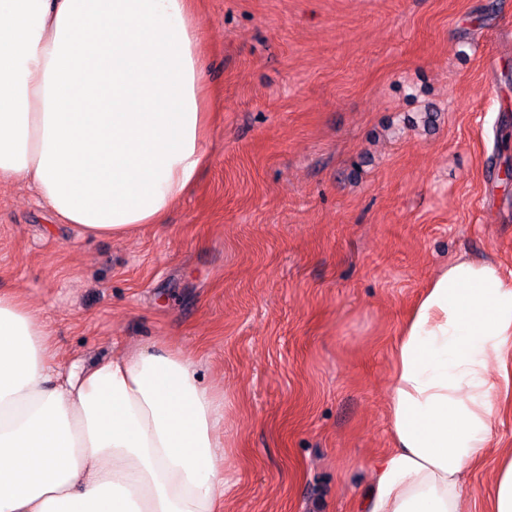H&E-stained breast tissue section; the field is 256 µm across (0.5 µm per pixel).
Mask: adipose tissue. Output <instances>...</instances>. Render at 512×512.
<instances>
[{
    "label": "adipose tissue",
    "mask_w": 512,
    "mask_h": 512,
    "mask_svg": "<svg viewBox=\"0 0 512 512\" xmlns=\"http://www.w3.org/2000/svg\"><path fill=\"white\" fill-rule=\"evenodd\" d=\"M195 0H0V183L121 240L164 224L208 161ZM512 277L460 256L394 348L392 446L355 512H462L512 373ZM224 403L193 359L146 346L70 360L41 309L0 291V512H218Z\"/></svg>",
    "instance_id": "adipose-tissue-1"
}]
</instances>
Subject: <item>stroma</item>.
<instances>
[{"label": "stroma", "instance_id": "obj_1", "mask_svg": "<svg viewBox=\"0 0 512 512\" xmlns=\"http://www.w3.org/2000/svg\"><path fill=\"white\" fill-rule=\"evenodd\" d=\"M198 9L217 120L197 185L109 240L0 183V291L72 359L191 356L226 406L224 512H353L391 446L412 301L463 254L512 272V0Z\"/></svg>", "mask_w": 512, "mask_h": 512}]
</instances>
